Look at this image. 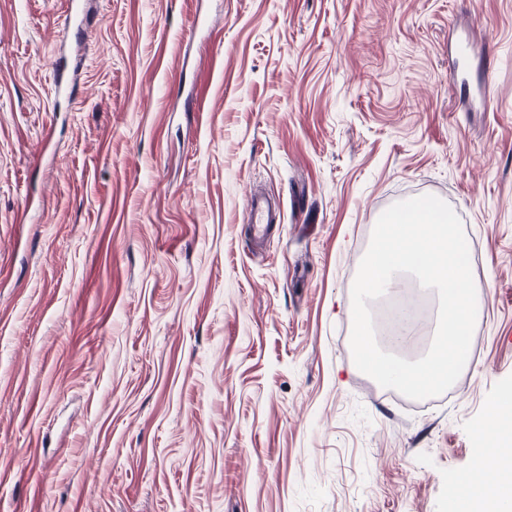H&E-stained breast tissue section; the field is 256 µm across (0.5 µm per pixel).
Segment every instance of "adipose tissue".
Instances as JSON below:
<instances>
[{"instance_id":"ef3b65f1","label":"adipose tissue","mask_w":512,"mask_h":512,"mask_svg":"<svg viewBox=\"0 0 512 512\" xmlns=\"http://www.w3.org/2000/svg\"><path fill=\"white\" fill-rule=\"evenodd\" d=\"M474 434L470 470L460 473L452 499L457 512H512V392L499 396Z\"/></svg>"}]
</instances>
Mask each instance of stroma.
I'll use <instances>...</instances> for the list:
<instances>
[{
    "mask_svg": "<svg viewBox=\"0 0 512 512\" xmlns=\"http://www.w3.org/2000/svg\"><path fill=\"white\" fill-rule=\"evenodd\" d=\"M78 2L0 0V512H448L512 391V0ZM427 194L482 302L414 409L354 364L351 291ZM249 224L253 234L258 238H265L271 230V224L281 223V209L271 204L262 196H250L246 200Z\"/></svg>",
    "mask_w": 512,
    "mask_h": 512,
    "instance_id": "1",
    "label": "stroma"
}]
</instances>
